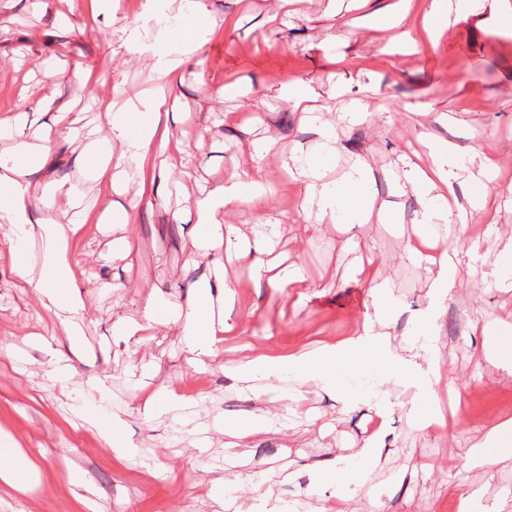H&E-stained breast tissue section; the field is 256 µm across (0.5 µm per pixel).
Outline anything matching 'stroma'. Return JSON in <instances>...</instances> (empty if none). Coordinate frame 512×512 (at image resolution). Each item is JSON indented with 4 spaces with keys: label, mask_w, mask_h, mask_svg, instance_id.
<instances>
[{
    "label": "stroma",
    "mask_w": 512,
    "mask_h": 512,
    "mask_svg": "<svg viewBox=\"0 0 512 512\" xmlns=\"http://www.w3.org/2000/svg\"><path fill=\"white\" fill-rule=\"evenodd\" d=\"M216 26L203 32L179 68L157 73L148 46L166 33L151 23L149 0H0V115L23 112L28 131L48 138L44 174L64 186L80 183L81 145L59 132L66 105L74 126L104 123L108 99L177 103L167 125L182 142L181 163L165 167L148 201L104 187L87 194L88 210L72 239L70 261L85 308L78 324L85 348L72 357L58 317L18 286L9 255H0V430L34 459L27 492L0 483V512H512V461L475 467L472 444L512 419V373L486 355L487 326L512 336V276L497 283L499 251L512 237V0H473L450 18L434 43L424 42L430 0H409L400 29L376 30L368 16L397 0H201ZM138 30V40L127 33ZM300 81L315 91L314 107L336 124L339 154L327 173L341 176L347 161L367 157L372 191L394 211L392 224L332 225L305 231L302 187L286 178L281 159L295 146L317 152L322 129L305 123L281 96ZM237 86L223 94L224 84ZM361 101L366 117L338 121ZM442 137L464 151L496 159L486 182L487 206L477 210L467 187L458 203L471 211L465 229L448 233V247L476 248L461 265L437 321L432 391L406 387L381 355L343 362V392L294 374L271 390H241L231 368L247 354L307 351L358 337L374 314L373 286L388 295L390 331L411 338L430 310L435 276L426 259L409 254L420 210L411 190L398 189L401 156L427 165L422 143ZM274 145L255 161L260 138ZM259 168L265 217L279 227L278 250L297 267L305 287H271L248 264L225 262L232 286L224 299L231 326L216 355L197 365L180 326L158 325L142 335L113 333L122 318H140L150 296L185 302L210 280L212 259L189 257L199 187L216 189ZM128 211L125 224L104 221V208ZM133 249L110 255L113 240ZM365 260V272L354 269ZM71 358L61 381L48 374L50 355ZM105 379L100 397L89 380ZM189 399L180 417L146 413L157 390ZM288 394L287 406L276 401ZM79 405L120 418L136 455H116L94 427L79 421ZM441 409L446 430L423 427ZM257 416L268 430L237 440L225 436ZM375 437L380 467L362 444ZM349 466L367 473L361 485L337 495L318 481L322 470ZM86 478L72 485V473Z\"/></svg>",
    "instance_id": "stroma-1"
}]
</instances>
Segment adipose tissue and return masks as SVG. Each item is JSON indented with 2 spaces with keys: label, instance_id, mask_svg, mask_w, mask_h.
I'll return each mask as SVG.
<instances>
[{
  "label": "adipose tissue",
  "instance_id": "ef3b65f1",
  "mask_svg": "<svg viewBox=\"0 0 512 512\" xmlns=\"http://www.w3.org/2000/svg\"><path fill=\"white\" fill-rule=\"evenodd\" d=\"M212 24L202 9L179 14L178 24L172 31L173 47L161 55L156 63L159 71L169 72L180 63V56L196 44L201 32ZM164 99L149 101L146 107L129 105L126 110L107 113V123L114 141L123 150L119 157H112L102 149L100 130L96 127L68 129L67 134L83 145L81 155L82 175L85 183L98 187L102 182L125 187L127 172L124 162L128 159L140 164H153L157 151L163 150L169 160H177L183 152L180 143L170 141L168 131L160 127ZM24 113L0 117V136L13 140L10 153L0 156V187L8 188L10 195L0 212L6 213L9 222L0 226V250L13 258L15 273L21 287L38 295L43 306L64 312L63 325L73 347H80V331L72 317L83 309V303L75 295L74 274L68 261V235L81 223L82 197L74 195L67 223L59 224L47 219L39 223L29 222L26 216V200L33 191L31 174L43 167L48 154L44 141H30L24 135ZM433 161L430 171L407 165L403 172L404 183L420 193V211L417 235L421 240H447L448 228L467 221V213L453 210L450 199L456 198L459 186L458 172L464 163L477 164L481 174L487 173L486 163L477 162L475 155L462 153L458 147L440 138L426 143ZM317 155L300 153L294 169V178L304 180L306 201L314 205L318 216L331 217L341 224H362L371 216L386 220V208H375L368 195V185L373 179V168L367 159H356L349 171L337 182L323 179L324 167L317 162ZM250 172H243L238 182L213 191L200 190L197 201L196 230L185 243L189 254L207 253L217 246L238 258L250 261L257 268H264L266 258L276 248L272 237L246 240L238 225L224 224L216 220L220 208L249 207L260 211L261 197L254 188ZM40 243L43 259L40 265H31L27 259L30 246ZM223 273H216L213 280L195 289L186 303L173 304L167 300L150 299L144 309L146 321L178 324L182 327L184 341L196 357H210L222 341L223 322L217 321L214 310L216 289L225 288ZM436 336L435 321L424 324L415 342L399 347L393 337L384 330L382 317L366 320L363 332L344 348L326 345L315 353H293L273 358L263 354L245 356L235 368L238 381L248 383L256 377H278L287 373H299L308 381L321 387L337 388L341 379L336 372L340 356L352 358L367 354L371 347L381 348L394 372L408 384L420 383L425 377H437L436 366L431 363Z\"/></svg>",
  "mask_w": 512,
  "mask_h": 512
}]
</instances>
